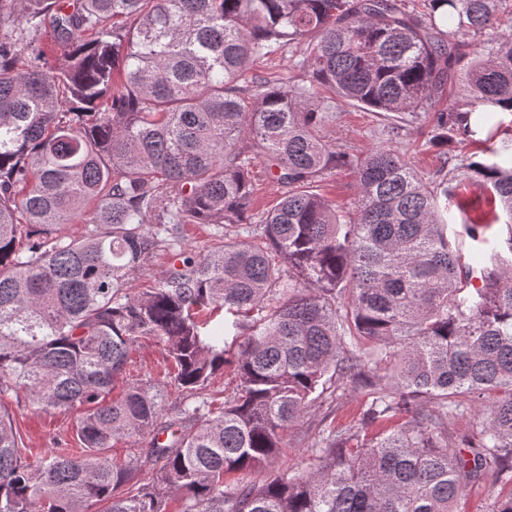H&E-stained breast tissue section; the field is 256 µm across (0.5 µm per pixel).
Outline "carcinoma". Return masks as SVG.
I'll return each mask as SVG.
<instances>
[{
  "instance_id": "1",
  "label": "carcinoma",
  "mask_w": 512,
  "mask_h": 512,
  "mask_svg": "<svg viewBox=\"0 0 512 512\" xmlns=\"http://www.w3.org/2000/svg\"><path fill=\"white\" fill-rule=\"evenodd\" d=\"M422 2L0 0V512H461L469 487L512 471V136L495 121L512 112V43L493 34L500 0ZM294 44L301 82L251 72ZM456 77L469 98L437 113L436 141L484 133L483 160L434 178L325 135L337 98L416 112ZM256 161L288 188L258 215ZM342 166L346 219L314 190ZM460 176L490 190L500 243L475 221L449 229ZM185 224L255 228L192 256ZM160 248L174 261L131 293ZM145 336L185 393L174 411L136 380L109 399ZM226 366L238 385L215 412L195 394ZM344 379L369 390L360 423L319 432L316 469L249 480ZM20 393L79 413L80 447L30 461L7 404ZM146 433L150 447L112 454ZM489 512H512V488Z\"/></svg>"
}]
</instances>
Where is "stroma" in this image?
Instances as JSON below:
<instances>
[{"label":"stroma","instance_id":"obj_1","mask_svg":"<svg viewBox=\"0 0 512 512\" xmlns=\"http://www.w3.org/2000/svg\"><path fill=\"white\" fill-rule=\"evenodd\" d=\"M336 119L328 130L338 148L361 156L376 147L401 150L413 167L422 173H432L443 164H457L479 155L481 146L453 136L449 144L435 142L437 129L432 111L374 112L346 101L334 104ZM249 228L245 225L218 226L215 224H189L181 232L182 248L190 254L200 255L225 239H246ZM134 365L130 376H118L113 382L111 396L119 398L127 387L128 378L151 381L166 387L169 405H176L180 392L167 386L164 378L165 352L154 341L140 340L132 350ZM365 388L344 381L331 392H325L314 407L287 432L286 450L275 459L270 468L251 473L250 478L259 482L269 471L286 470L299 473L312 467L314 460L306 448L313 437L326 426L356 424L366 401ZM14 425L34 455H41L52 448L54 441L63 440L77 446L75 433L76 414L44 412L31 408L25 397L12 398L8 403Z\"/></svg>","mask_w":512,"mask_h":512}]
</instances>
